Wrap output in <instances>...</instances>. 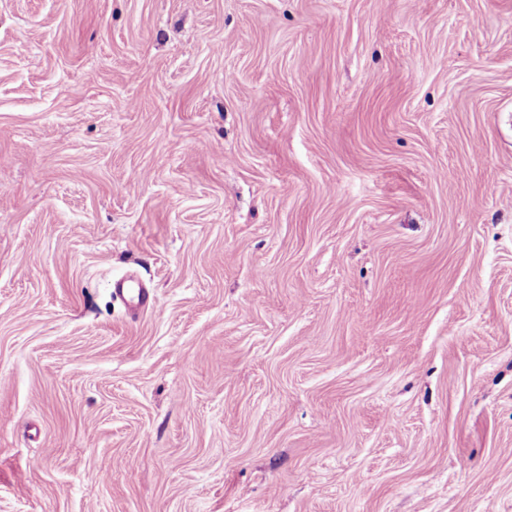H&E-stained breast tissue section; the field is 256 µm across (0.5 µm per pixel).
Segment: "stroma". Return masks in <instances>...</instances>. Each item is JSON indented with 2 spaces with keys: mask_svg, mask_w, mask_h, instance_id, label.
I'll use <instances>...</instances> for the list:
<instances>
[{
  "mask_svg": "<svg viewBox=\"0 0 512 512\" xmlns=\"http://www.w3.org/2000/svg\"><path fill=\"white\" fill-rule=\"evenodd\" d=\"M0 512H512V0H0ZM131 281L120 280L115 283L114 291L131 309H141L150 304L149 292L140 285H133Z\"/></svg>",
  "mask_w": 512,
  "mask_h": 512,
  "instance_id": "stroma-1",
  "label": "stroma"
}]
</instances>
